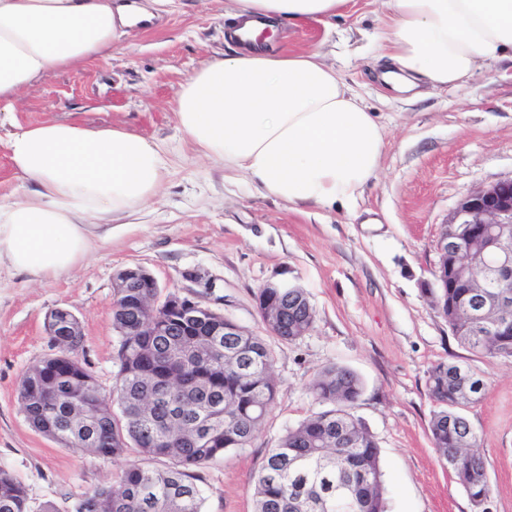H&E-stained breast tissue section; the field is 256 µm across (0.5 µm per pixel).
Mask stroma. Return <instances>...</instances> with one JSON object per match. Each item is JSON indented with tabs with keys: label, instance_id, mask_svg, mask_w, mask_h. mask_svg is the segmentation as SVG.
Returning a JSON list of instances; mask_svg holds the SVG:
<instances>
[{
	"label": "stroma",
	"instance_id": "1",
	"mask_svg": "<svg viewBox=\"0 0 512 512\" xmlns=\"http://www.w3.org/2000/svg\"><path fill=\"white\" fill-rule=\"evenodd\" d=\"M230 0H184L123 38V49L46 74L0 112V198L22 193L5 139L14 125L50 120L120 125L158 144L171 172L155 202L112 225V237L69 274L40 282L0 271V470L33 503L69 512L82 495L133 465L166 467L136 451L103 459L62 446L25 420L18 385L54 353L48 314L71 310L83 330L79 352L103 395L116 384L119 335L112 324L117 274L139 266L162 291L202 301L265 334L256 296L271 282L302 288L313 328L287 343L267 337L277 395L251 447L199 471L204 512H253L254 476L289 427L317 412L309 382L339 365L362 382L355 415L375 437L388 512H474L436 451L428 371L455 362L485 375L484 396L465 414L484 459L490 512H512V358H488L454 338L429 287L437 241L456 204L477 187L512 177V61L492 62L462 89L417 100L384 90L373 72L382 0H350L328 23L280 26L277 50L320 48L383 125L377 176L355 202L295 208L250 189L207 159L177 127L170 105L205 61L223 56Z\"/></svg>",
	"mask_w": 512,
	"mask_h": 512
}]
</instances>
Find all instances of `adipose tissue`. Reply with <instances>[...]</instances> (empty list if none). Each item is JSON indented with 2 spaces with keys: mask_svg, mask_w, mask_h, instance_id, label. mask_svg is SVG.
<instances>
[{
  "mask_svg": "<svg viewBox=\"0 0 512 512\" xmlns=\"http://www.w3.org/2000/svg\"><path fill=\"white\" fill-rule=\"evenodd\" d=\"M348 0H232L235 22L261 28L335 17ZM390 23L379 77L416 97L461 88L488 62L512 59V0H384ZM150 12L128 0H0V110L47 72L120 48ZM178 127L205 157L292 206L334 208L376 177L385 131L317 50L279 52L229 43L173 103ZM27 187L0 199V266L38 282L69 273L116 221L154 200L169 172L165 152L116 125L65 120L19 126L6 140Z\"/></svg>",
  "mask_w": 512,
  "mask_h": 512,
  "instance_id": "adipose-tissue-1",
  "label": "adipose tissue"
}]
</instances>
